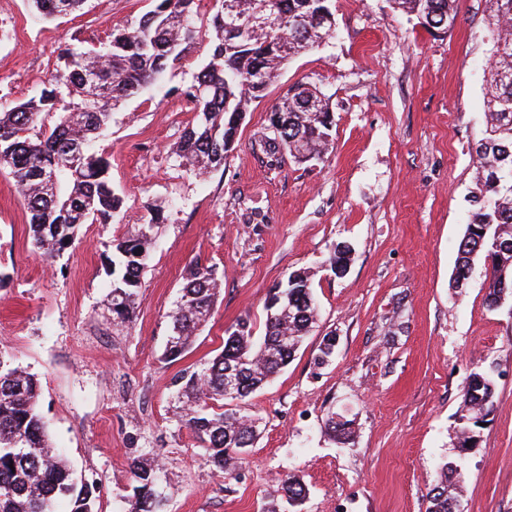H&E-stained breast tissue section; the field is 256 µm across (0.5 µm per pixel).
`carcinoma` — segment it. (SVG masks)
<instances>
[{
  "mask_svg": "<svg viewBox=\"0 0 512 512\" xmlns=\"http://www.w3.org/2000/svg\"><path fill=\"white\" fill-rule=\"evenodd\" d=\"M42 21L80 10L86 0H31ZM213 0L207 18L199 0H152L138 21L113 27L98 45L69 47L65 67L51 74L39 96L0 108V169L14 179L28 214L34 246L53 260L75 243L85 224H111L124 199L112 186L110 164L97 149L102 131L121 102L157 85L169 63L208 41L211 53L183 94L191 102L176 150L178 165L195 173L224 168L242 116L266 96L288 60L323 45L336 29L333 0H233L242 14L255 17L245 33L229 36L224 3ZM400 11L425 22L434 37L448 32L456 0H391ZM492 66L484 96L486 123L475 147V188L458 244L454 286L468 287L475 263L484 262L485 302L491 310L512 298V0H486ZM267 153L279 164L320 160L330 145L334 113L315 85L298 82L268 113ZM55 173L56 189L43 175ZM159 219L133 224L112 240V321L128 326L157 234ZM180 300L170 313L165 355L180 358L210 316L221 290L215 268L191 262ZM263 334L248 319L225 331L224 347L203 367L176 379L181 406L175 422L188 429L205 463L230 472L257 437L255 420L227 408L226 373H234L240 400L260 389L288 365L318 316L308 274L296 271L274 287L266 305ZM495 381L476 371L462 388L459 443H478L476 428L492 412ZM35 375L0 359V512H54L55 500L73 499L71 512L95 510L96 484L76 488L65 462L55 453L39 412ZM135 483L127 512H163L159 463L152 448L129 463ZM446 464L427 493L426 512H454L458 480ZM288 505H302L308 486L295 475L283 481Z\"/></svg>",
  "mask_w": 512,
  "mask_h": 512,
  "instance_id": "cac0c4a2",
  "label": "carcinoma"
}]
</instances>
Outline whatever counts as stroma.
Here are the masks:
<instances>
[{"label": "stroma", "instance_id": "stroma-1", "mask_svg": "<svg viewBox=\"0 0 512 512\" xmlns=\"http://www.w3.org/2000/svg\"><path fill=\"white\" fill-rule=\"evenodd\" d=\"M150 0H88L80 13L36 20L29 0H0V105L39 94L64 49L138 20ZM453 27L431 36L391 0H334L336 32L291 58L245 112L222 170L198 176L171 153L186 122L183 89L204 62L195 46L161 86L112 112L99 148L125 212L84 225L53 261L34 247L15 182L0 171V358L34 374L53 447L75 481H97L98 512H125L128 464L152 448L171 490L165 512H262L287 475L309 488L301 512H425L444 463H457L464 512H512V301L485 304V269L451 282L473 187L472 147L484 126L489 76L486 0H457ZM311 82L335 126L322 160L271 166L267 113ZM165 220L136 317L112 324V240L155 213ZM352 246L346 273L329 259ZM215 265L222 290L181 359L166 360L169 313L192 260ZM309 271L317 324L293 360L235 405L259 436L225 477L173 419L176 377L218 353L242 318ZM333 356L318 364L324 337ZM496 381L475 448L458 449L470 372ZM349 421V440L324 427Z\"/></svg>", "mask_w": 512, "mask_h": 512}]
</instances>
